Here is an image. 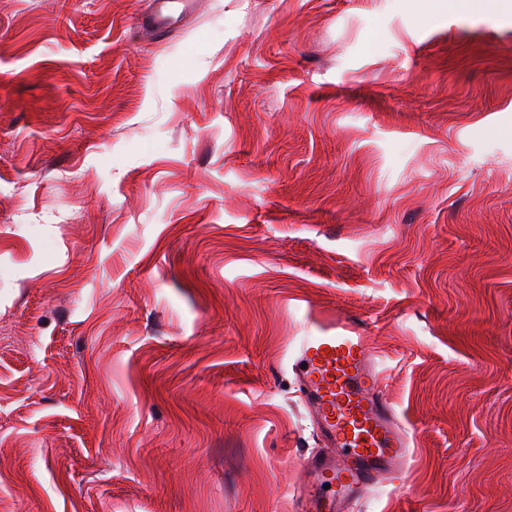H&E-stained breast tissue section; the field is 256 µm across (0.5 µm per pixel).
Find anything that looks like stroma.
<instances>
[{
  "mask_svg": "<svg viewBox=\"0 0 512 512\" xmlns=\"http://www.w3.org/2000/svg\"><path fill=\"white\" fill-rule=\"evenodd\" d=\"M0 0V512H298L288 355L373 317L353 512H512V0ZM153 9L141 15L139 27L143 35L152 36L167 30L175 15L179 19L194 13L198 6L197 0H155Z\"/></svg>",
  "mask_w": 512,
  "mask_h": 512,
  "instance_id": "obj_1",
  "label": "stroma"
}]
</instances>
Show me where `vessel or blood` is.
I'll return each mask as SVG.
<instances>
[{"instance_id": "b4317fda", "label": "vessel or blood", "mask_w": 512, "mask_h": 512, "mask_svg": "<svg viewBox=\"0 0 512 512\" xmlns=\"http://www.w3.org/2000/svg\"><path fill=\"white\" fill-rule=\"evenodd\" d=\"M198 0H154L141 15L143 35L167 30L194 13ZM368 320L322 311L310 319L292 351L299 397L321 443L297 486L304 512H350L367 490L398 479L409 437L380 385V364L367 352Z\"/></svg>"}]
</instances>
